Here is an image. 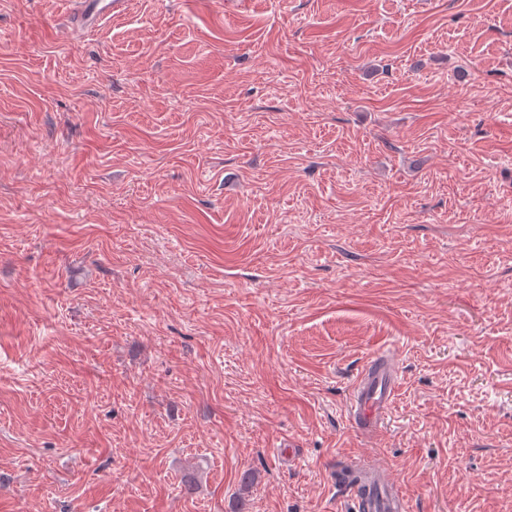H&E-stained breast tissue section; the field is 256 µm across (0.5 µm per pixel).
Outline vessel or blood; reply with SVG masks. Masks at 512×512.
I'll list each match as a JSON object with an SVG mask.
<instances>
[{"label": "vessel or blood", "mask_w": 512, "mask_h": 512, "mask_svg": "<svg viewBox=\"0 0 512 512\" xmlns=\"http://www.w3.org/2000/svg\"><path fill=\"white\" fill-rule=\"evenodd\" d=\"M120 0H81L80 25L92 26L118 11ZM398 367L393 354L372 356L355 382L349 398V421L361 434L379 431L397 390ZM366 493L356 502V512H407L391 470L379 463L369 464Z\"/></svg>", "instance_id": "b4317fda"}]
</instances>
